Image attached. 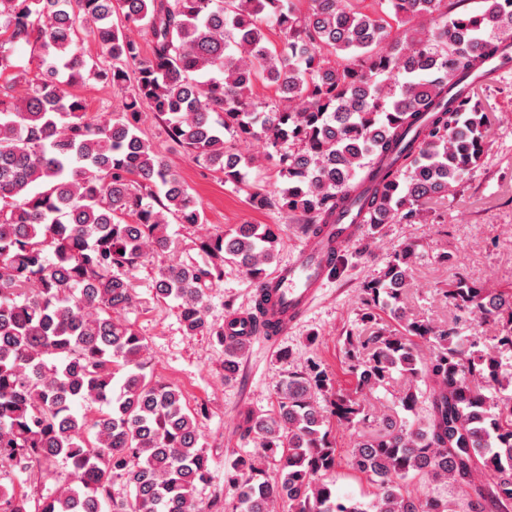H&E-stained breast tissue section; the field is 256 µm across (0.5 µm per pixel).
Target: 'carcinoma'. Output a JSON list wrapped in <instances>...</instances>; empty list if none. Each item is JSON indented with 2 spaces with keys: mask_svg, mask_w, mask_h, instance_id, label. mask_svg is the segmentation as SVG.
<instances>
[{
  "mask_svg": "<svg viewBox=\"0 0 512 512\" xmlns=\"http://www.w3.org/2000/svg\"><path fill=\"white\" fill-rule=\"evenodd\" d=\"M308 2L301 12L293 0H0V76L12 73L0 83V462L70 468L35 512H205L199 411L147 373L145 338L123 317L137 303L135 269L154 264L153 295L177 301L193 335L224 340L204 296L226 261L258 286L260 315L271 302L263 284L279 239L268 224L202 239L201 263L166 259L169 225L201 224L204 213L140 135L144 110L236 189L245 168L274 162V187L246 192V203L303 219L308 237L353 205L363 224H413L481 167L489 125L474 87L487 66L512 61V0H480L476 11L460 9L464 0ZM83 34L110 65L86 56ZM26 47L38 51L34 73L16 62ZM88 81L125 90L122 110L89 116L70 91ZM258 81L279 96L254 98ZM251 141L262 158L235 152ZM415 258L412 244L395 250L363 286L372 331L344 341L353 391L333 389L314 363L282 378L274 413L246 418L256 451L225 470L236 489L228 512H512V369L502 358L512 292L462 279L448 288L469 320L500 327L499 350H477L465 322L435 327L406 312ZM248 347L225 349V376ZM395 372L409 381L398 402L413 421L385 417L353 441L348 466L373 491L339 497L329 417L368 421L358 393ZM417 477L459 498L415 491ZM115 479L129 496H112ZM0 512H30L27 495L0 484Z\"/></svg>",
  "mask_w": 512,
  "mask_h": 512,
  "instance_id": "obj_1",
  "label": "carcinoma"
}]
</instances>
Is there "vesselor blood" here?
Returning <instances> with one entry per match:
<instances>
[{
	"instance_id": "vessel-or-blood-1",
	"label": "vessel or blood",
	"mask_w": 512,
	"mask_h": 512,
	"mask_svg": "<svg viewBox=\"0 0 512 512\" xmlns=\"http://www.w3.org/2000/svg\"><path fill=\"white\" fill-rule=\"evenodd\" d=\"M358 225L328 224L320 234L308 238L270 278L273 290L269 306V327H256L249 314L230 316L225 335L260 337L266 340L287 334L318 298L329 271L330 253H343L358 237Z\"/></svg>"
}]
</instances>
